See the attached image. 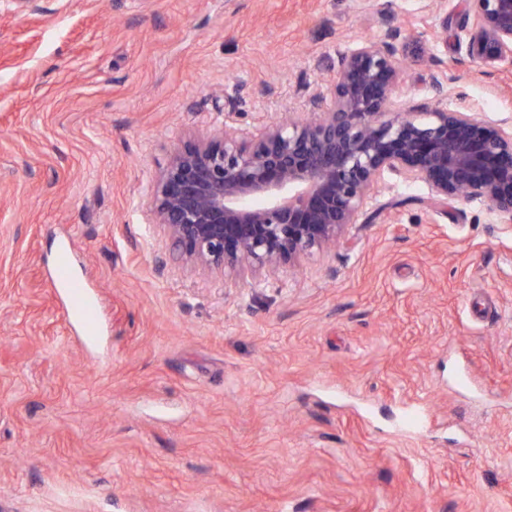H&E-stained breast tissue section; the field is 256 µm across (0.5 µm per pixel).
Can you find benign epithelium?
I'll use <instances>...</instances> for the list:
<instances>
[{"mask_svg": "<svg viewBox=\"0 0 512 512\" xmlns=\"http://www.w3.org/2000/svg\"><path fill=\"white\" fill-rule=\"evenodd\" d=\"M383 31L341 57L312 111L286 110L256 137L232 124L197 129L170 150L151 183L152 223L202 273L271 276L338 241L388 175L434 200H484L512 223V125L468 108L403 104L404 35L391 5ZM465 53L482 72L512 66V0H468ZM442 95L457 77L431 75Z\"/></svg>", "mask_w": 512, "mask_h": 512, "instance_id": "obj_1", "label": "benign epithelium"}]
</instances>
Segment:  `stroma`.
<instances>
[{
    "label": "stroma",
    "instance_id": "obj_1",
    "mask_svg": "<svg viewBox=\"0 0 512 512\" xmlns=\"http://www.w3.org/2000/svg\"><path fill=\"white\" fill-rule=\"evenodd\" d=\"M386 3L409 104L512 123L465 0H0V512H512V227L483 200L388 177L266 279L190 271L146 211L225 95L251 132L308 111Z\"/></svg>",
    "mask_w": 512,
    "mask_h": 512
}]
</instances>
